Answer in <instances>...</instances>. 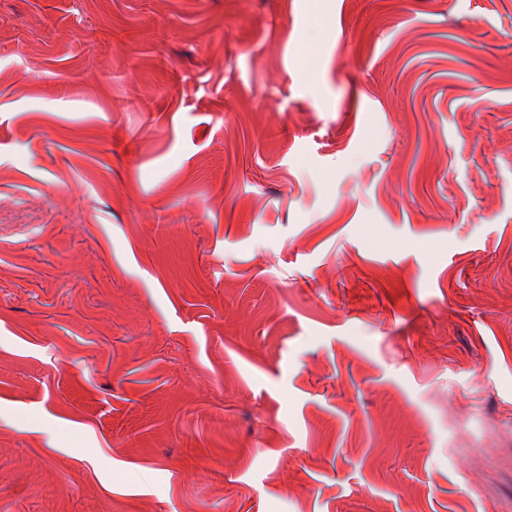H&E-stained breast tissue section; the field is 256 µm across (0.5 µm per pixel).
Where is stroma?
I'll return each mask as SVG.
<instances>
[{
	"label": "stroma",
	"mask_w": 512,
	"mask_h": 512,
	"mask_svg": "<svg viewBox=\"0 0 512 512\" xmlns=\"http://www.w3.org/2000/svg\"><path fill=\"white\" fill-rule=\"evenodd\" d=\"M0 512H512V0H0Z\"/></svg>",
	"instance_id": "35a3bbf8"
}]
</instances>
